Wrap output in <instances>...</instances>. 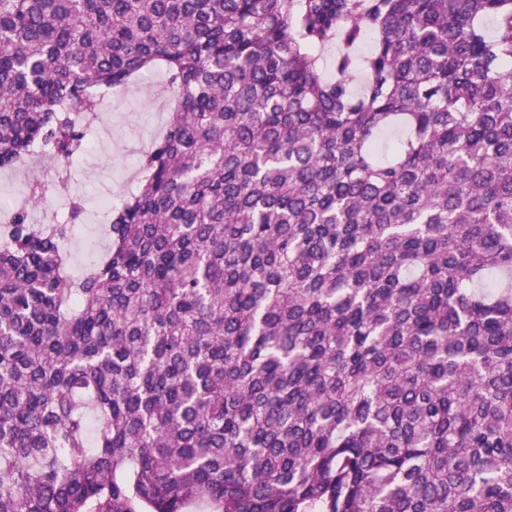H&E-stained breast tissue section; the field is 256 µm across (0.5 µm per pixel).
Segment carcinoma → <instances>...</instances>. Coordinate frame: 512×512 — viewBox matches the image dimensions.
Wrapping results in <instances>:
<instances>
[{
	"label": "carcinoma",
	"mask_w": 512,
	"mask_h": 512,
	"mask_svg": "<svg viewBox=\"0 0 512 512\" xmlns=\"http://www.w3.org/2000/svg\"><path fill=\"white\" fill-rule=\"evenodd\" d=\"M157 65L105 258L0 231V512H512V0H0V169Z\"/></svg>",
	"instance_id": "cac0c4a2"
}]
</instances>
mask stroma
Returning a JSON list of instances; mask_svg holds the SVG:
<instances>
[{
	"label": "stroma",
	"instance_id": "1",
	"mask_svg": "<svg viewBox=\"0 0 512 512\" xmlns=\"http://www.w3.org/2000/svg\"><path fill=\"white\" fill-rule=\"evenodd\" d=\"M173 107L159 67L152 69L150 79L113 90L111 100L99 105L100 120L88 132L89 149L69 167L67 194L47 196L62 223L68 218L69 198L88 204L65 244L72 276H80L93 257L106 251L105 212L97 203L107 197L120 203L136 191L139 156L162 136Z\"/></svg>",
	"mask_w": 512,
	"mask_h": 512
}]
</instances>
